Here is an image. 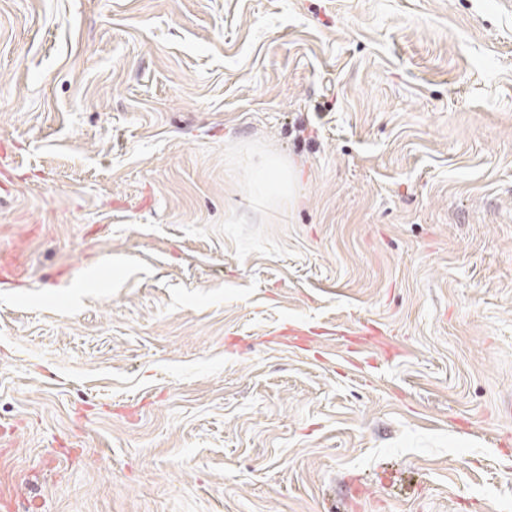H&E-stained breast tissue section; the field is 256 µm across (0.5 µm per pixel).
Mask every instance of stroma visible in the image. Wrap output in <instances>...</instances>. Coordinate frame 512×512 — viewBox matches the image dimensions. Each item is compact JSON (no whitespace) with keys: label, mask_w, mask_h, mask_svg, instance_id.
<instances>
[{"label":"stroma","mask_w":512,"mask_h":512,"mask_svg":"<svg viewBox=\"0 0 512 512\" xmlns=\"http://www.w3.org/2000/svg\"><path fill=\"white\" fill-rule=\"evenodd\" d=\"M0 490L512 512V0H0ZM287 177H288V192L290 186V170H288V175L285 173V170L282 164L274 159L268 161V163L259 171L258 181L260 186L272 194H282L287 185Z\"/></svg>","instance_id":"1"}]
</instances>
